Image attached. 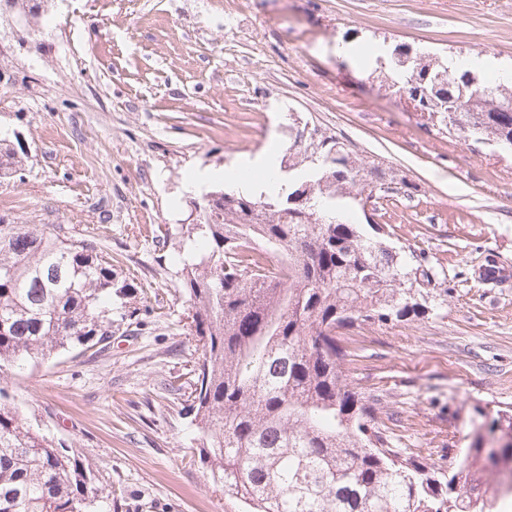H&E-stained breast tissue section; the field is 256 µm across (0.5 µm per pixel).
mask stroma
Masks as SVG:
<instances>
[{"label":"stroma","mask_w":512,"mask_h":512,"mask_svg":"<svg viewBox=\"0 0 512 512\" xmlns=\"http://www.w3.org/2000/svg\"><path fill=\"white\" fill-rule=\"evenodd\" d=\"M356 57L337 56V44ZM406 43L512 68V0H47L0 15V134L24 166L0 178V217L92 240L123 283L107 348L0 376L34 428L79 450L112 512H237L190 460L186 398L201 356L178 290L195 170L287 152L290 113L389 172L370 212L409 267L426 315L348 332L344 377L380 400L401 447L447 468L481 412L512 409V151L428 120L381 90L374 51Z\"/></svg>","instance_id":"1"}]
</instances>
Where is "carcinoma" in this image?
<instances>
[{"label": "carcinoma", "mask_w": 512, "mask_h": 512, "mask_svg": "<svg viewBox=\"0 0 512 512\" xmlns=\"http://www.w3.org/2000/svg\"><path fill=\"white\" fill-rule=\"evenodd\" d=\"M380 86L403 92L422 112L459 100L461 128L512 138V86L482 82L470 69L438 63L409 47L376 58ZM0 137V177L21 170ZM294 180L255 196L221 198L188 235L199 248L182 264L190 330L201 349L187 415L192 458L241 512H487L512 494V410L488 418L441 471L396 447L374 399L351 388L339 336L364 323L417 317L427 298L417 275L370 225L313 223L311 207L384 185L331 136L288 153ZM310 185L311 203L292 199ZM112 263L89 243L35 224L0 220V375L112 337ZM502 473L493 481L488 473ZM91 471L25 421L0 390V512H109L112 489L87 494Z\"/></svg>", "instance_id": "obj_1"}]
</instances>
